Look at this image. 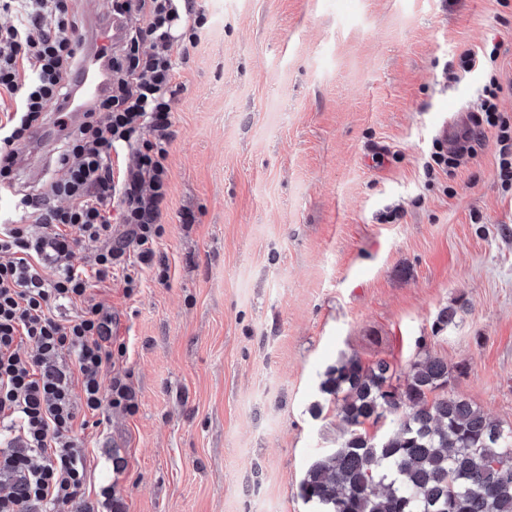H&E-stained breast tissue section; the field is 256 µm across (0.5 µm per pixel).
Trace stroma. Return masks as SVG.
<instances>
[{
  "label": "stroma",
  "instance_id": "obj_1",
  "mask_svg": "<svg viewBox=\"0 0 512 512\" xmlns=\"http://www.w3.org/2000/svg\"><path fill=\"white\" fill-rule=\"evenodd\" d=\"M155 263L95 289L138 407L83 433L96 512H312L299 485L344 425L340 354L396 375L465 365L449 391L512 427V187L497 129L426 177L439 113L490 75L512 118V0H205ZM494 71L463 72L466 51ZM457 306L455 325L432 330ZM320 403V415L310 407Z\"/></svg>",
  "mask_w": 512,
  "mask_h": 512
}]
</instances>
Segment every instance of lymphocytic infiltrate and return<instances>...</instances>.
<instances>
[{"instance_id": "obj_1", "label": "lymphocytic infiltrate", "mask_w": 512, "mask_h": 512, "mask_svg": "<svg viewBox=\"0 0 512 512\" xmlns=\"http://www.w3.org/2000/svg\"><path fill=\"white\" fill-rule=\"evenodd\" d=\"M10 16L0 28V93L13 102L0 121V187L13 184L17 147L47 119V108L74 92L82 51L72 0H0ZM143 26L128 25L131 14ZM125 21L105 67L106 87L68 131L56 159L58 175L40 193L18 195L0 217V478L9 492L0 512H94L85 500L87 450L75 434L79 411H134L125 377L112 367V316L92 287L151 264L163 233L166 160L173 141L172 112L184 86L176 76L207 18L196 0H112ZM502 87L490 77L479 109L462 132L482 145L498 128L499 177L512 184V120L498 108ZM133 147L132 162L113 165L118 148ZM128 231L112 236V220ZM83 242L100 244L92 269L71 258ZM82 304L76 319L57 308ZM80 403H73V386Z\"/></svg>"}]
</instances>
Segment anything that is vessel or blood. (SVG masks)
I'll return each mask as SVG.
<instances>
[{"label":"vessel or blood","mask_w":512,"mask_h":512,"mask_svg":"<svg viewBox=\"0 0 512 512\" xmlns=\"http://www.w3.org/2000/svg\"><path fill=\"white\" fill-rule=\"evenodd\" d=\"M121 34L122 26L117 22L94 31L91 47L84 52L80 61L76 89L62 106L71 120H80L88 105L103 93L105 63L111 57L112 48L119 42Z\"/></svg>","instance_id":"b4317fda"}]
</instances>
